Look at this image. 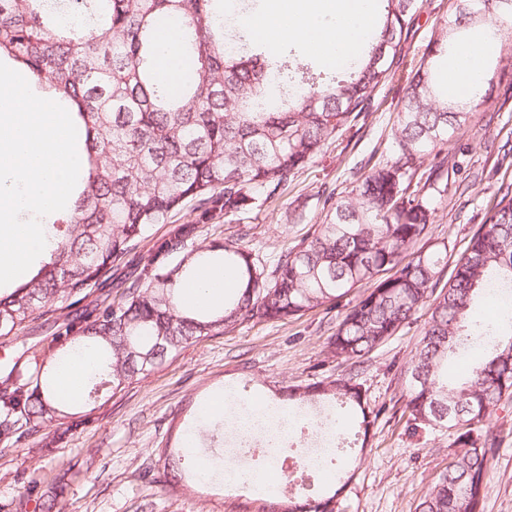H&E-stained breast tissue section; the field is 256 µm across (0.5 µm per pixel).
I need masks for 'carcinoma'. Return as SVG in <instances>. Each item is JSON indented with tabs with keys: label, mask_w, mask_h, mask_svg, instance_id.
<instances>
[{
	"label": "carcinoma",
	"mask_w": 512,
	"mask_h": 512,
	"mask_svg": "<svg viewBox=\"0 0 512 512\" xmlns=\"http://www.w3.org/2000/svg\"><path fill=\"white\" fill-rule=\"evenodd\" d=\"M381 20L362 58L341 77L315 80L290 61L264 51L243 55L224 36V0H66L80 17L65 21L51 0H0V59L20 67L31 85L54 91L76 113L86 172L72 206L52 216L50 253L28 280L0 295V336L25 330L51 303L64 304L99 284L120 264L116 288L74 310L54 338L57 353L0 369V442L32 439L51 448L88 423L81 408L108 392L138 383L203 338L246 321H284L315 308L340 306L371 283L341 313L327 353L361 366L365 358L426 307L429 318L405 373L403 414L416 427L448 428L457 450L417 506L418 512H480L490 460L501 440L484 422L512 398V334L470 321L478 298L512 293V184H501L484 224L454 261L448 245H425L435 198L448 194V141L476 111L452 101L436 81L438 61L483 29L512 23V0H455L407 77L393 129L395 157L379 162L339 191H323L321 220L300 245L264 263L237 238L194 247L196 224H172L188 201L201 223L260 206L283 189L324 143L348 128L371 104L376 88L403 64L401 45L419 0H381ZM180 25L178 62L186 74L171 92L157 72L158 23ZM292 90L272 100L269 88ZM432 157L424 165L425 157ZM150 239L147 254L133 256ZM234 274L224 303L199 308L180 297V284L200 268ZM482 340L486 354L458 378L448 359ZM83 354L92 366L76 401L57 397L59 368ZM290 405L339 400L363 433L380 412L370 410L358 374L289 385ZM59 429L46 431L51 423ZM168 481L194 478L197 461L163 448ZM66 483L45 490L33 483L14 505L35 502L53 512ZM343 486L314 498L298 489L268 512H335Z\"/></svg>",
	"instance_id": "carcinoma-1"
}]
</instances>
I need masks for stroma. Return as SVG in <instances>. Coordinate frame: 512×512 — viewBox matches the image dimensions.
Masks as SVG:
<instances>
[{"label":"stroma","mask_w":512,"mask_h":512,"mask_svg":"<svg viewBox=\"0 0 512 512\" xmlns=\"http://www.w3.org/2000/svg\"><path fill=\"white\" fill-rule=\"evenodd\" d=\"M451 5L452 0H423L404 45L407 60H420ZM503 31L502 50L488 60L490 96L448 143L452 152L462 144L468 147L462 171L450 173V182L468 176L473 184L438 206L428 233L430 243H448L458 253L483 224L498 186L512 182V24ZM404 88L398 74L375 91L355 125L325 143L263 205L220 224L202 225L190 203L171 222L198 224L201 244L249 227L246 245L261 260L273 261L307 236L322 212L323 189L349 186L370 165L392 159V127ZM67 314V308L49 305L28 329L0 337V362L25 353L51 355L53 336ZM340 314V309L320 307L288 321H249L187 346L140 383L99 399L84 430L59 447L41 452L21 443L0 451V504L18 499L28 482L48 488L62 476L67 483L59 502L62 512H262L263 500L249 490L201 480L174 487L148 482L142 473L154 465L158 449L180 447L185 425L199 418L203 404L223 396L225 388L245 390L269 403L282 387L346 374L349 363L326 350ZM426 318L419 313L370 354L359 372L365 398L380 415L364 447L345 449L327 466L329 475L350 476L335 512H416L448 463L452 431L410 426L403 413L408 389L403 366L416 351ZM486 428L502 443L488 469L481 512H512V400L501 403Z\"/></svg>","instance_id":"obj_1"}]
</instances>
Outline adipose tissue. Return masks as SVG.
Here are the masks:
<instances>
[{
  "label": "adipose tissue",
  "mask_w": 512,
  "mask_h": 512,
  "mask_svg": "<svg viewBox=\"0 0 512 512\" xmlns=\"http://www.w3.org/2000/svg\"><path fill=\"white\" fill-rule=\"evenodd\" d=\"M264 13L247 21L248 37L265 41H292L303 45L325 63L343 66L357 54L359 42L373 25L372 0H266ZM455 99L466 100L485 87L486 47L464 45L455 65L439 74ZM233 281L218 269H201L198 279L182 285L191 303L217 305Z\"/></svg>",
  "instance_id": "1"
}]
</instances>
